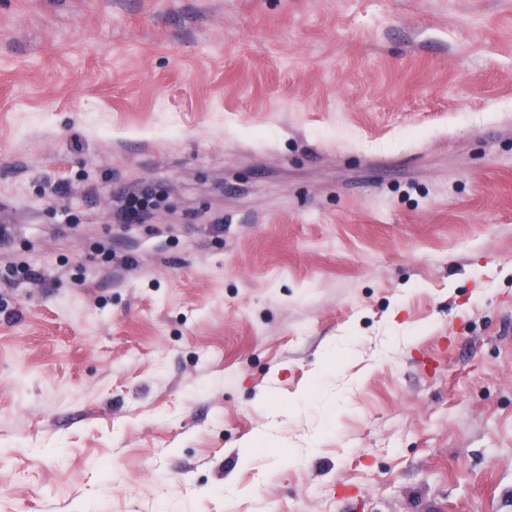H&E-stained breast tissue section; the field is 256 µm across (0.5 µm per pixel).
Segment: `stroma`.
<instances>
[{"mask_svg": "<svg viewBox=\"0 0 512 512\" xmlns=\"http://www.w3.org/2000/svg\"><path fill=\"white\" fill-rule=\"evenodd\" d=\"M0 228V512H512V0H0Z\"/></svg>", "mask_w": 512, "mask_h": 512, "instance_id": "obj_1", "label": "stroma"}]
</instances>
